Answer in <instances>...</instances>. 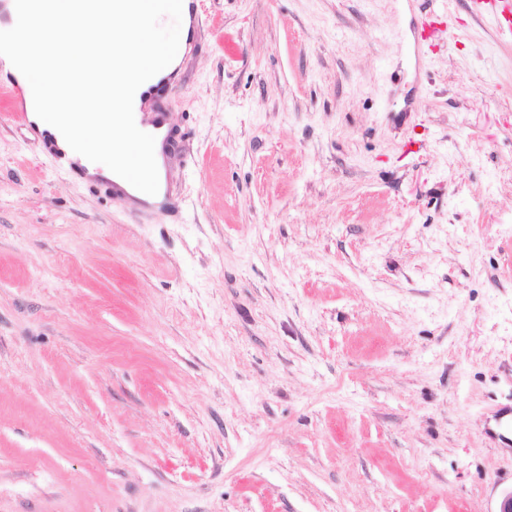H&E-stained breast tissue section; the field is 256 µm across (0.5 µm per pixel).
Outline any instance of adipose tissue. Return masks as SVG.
I'll list each match as a JSON object with an SVG mask.
<instances>
[{"mask_svg": "<svg viewBox=\"0 0 512 512\" xmlns=\"http://www.w3.org/2000/svg\"><path fill=\"white\" fill-rule=\"evenodd\" d=\"M49 12L45 23L34 24L29 35L13 46V53L25 57L29 66L14 71L29 94L23 108L29 123L43 135L48 145L64 153L80 168L85 178L116 184L127 195L130 205H159L161 196L143 199L132 188L127 175L116 173L112 154L105 144L114 128L126 120L120 114L113 87L121 81L117 65L149 69L168 46L158 35L171 20L188 26L189 16L170 13L162 0H128L116 10L112 0H31ZM130 35L122 60H115L107 49L113 32ZM91 35L102 46L97 60L82 52L79 35ZM128 173L149 165L159 180H166L170 160L162 143L133 140L126 146Z\"/></svg>", "mask_w": 512, "mask_h": 512, "instance_id": "obj_1", "label": "adipose tissue"}]
</instances>
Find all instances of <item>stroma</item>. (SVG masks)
<instances>
[{"instance_id": "obj_1", "label": "stroma", "mask_w": 512, "mask_h": 512, "mask_svg": "<svg viewBox=\"0 0 512 512\" xmlns=\"http://www.w3.org/2000/svg\"><path fill=\"white\" fill-rule=\"evenodd\" d=\"M199 2L158 209L0 104V512H495L512 32L471 0Z\"/></svg>"}]
</instances>
